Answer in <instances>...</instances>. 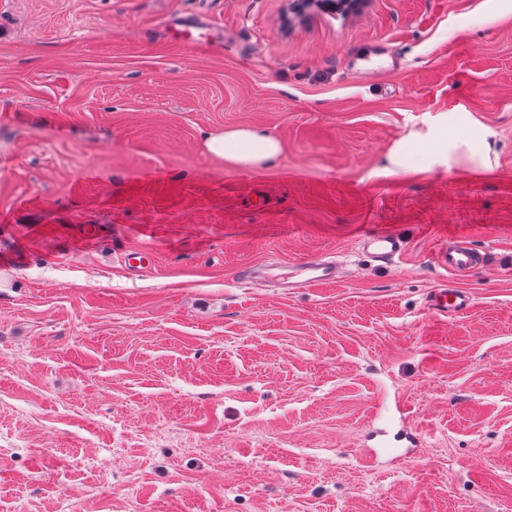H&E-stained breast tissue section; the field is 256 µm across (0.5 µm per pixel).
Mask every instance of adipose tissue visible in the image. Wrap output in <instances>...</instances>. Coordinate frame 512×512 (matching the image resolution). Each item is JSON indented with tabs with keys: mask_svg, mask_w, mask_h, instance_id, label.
<instances>
[{
	"mask_svg": "<svg viewBox=\"0 0 512 512\" xmlns=\"http://www.w3.org/2000/svg\"><path fill=\"white\" fill-rule=\"evenodd\" d=\"M470 126L476 127V137L463 135V128ZM497 138L495 128L475 124L470 113H444L396 141L385 154L380 171L386 176H399L412 170L428 171L437 165L451 171L489 170L497 163ZM205 147L214 158L253 171L267 169L282 152L276 135L254 127L208 136Z\"/></svg>",
	"mask_w": 512,
	"mask_h": 512,
	"instance_id": "1",
	"label": "adipose tissue"
}]
</instances>
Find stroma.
I'll use <instances>...</instances> for the list:
<instances>
[{"instance_id": "obj_1", "label": "stroma", "mask_w": 512, "mask_h": 512, "mask_svg": "<svg viewBox=\"0 0 512 512\" xmlns=\"http://www.w3.org/2000/svg\"><path fill=\"white\" fill-rule=\"evenodd\" d=\"M442 112L494 170L381 175ZM235 127L272 167L207 152ZM452 236L512 250V0H0V512H512V267L450 277ZM205 147L214 158L253 171L267 169L282 153V144L276 135L254 127L209 135ZM360 244L372 257L385 263L399 259L405 251L403 239L392 232L364 233ZM325 257L310 258L291 266L288 273H273L281 288H315L335 283L341 278V270L336 261H327ZM474 306V297L465 288L448 285V281L433 288L426 297L427 312L438 318L448 319L469 312Z\"/></svg>"}]
</instances>
